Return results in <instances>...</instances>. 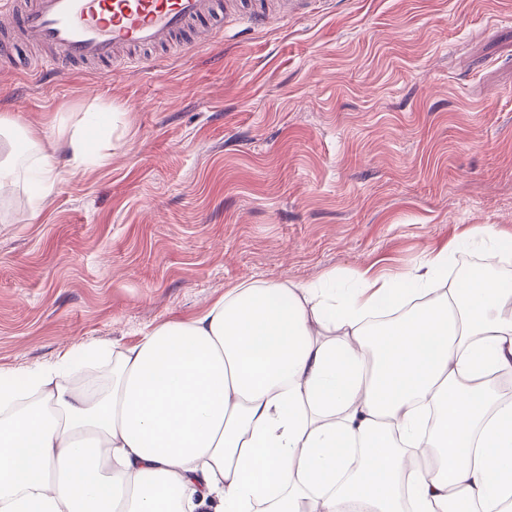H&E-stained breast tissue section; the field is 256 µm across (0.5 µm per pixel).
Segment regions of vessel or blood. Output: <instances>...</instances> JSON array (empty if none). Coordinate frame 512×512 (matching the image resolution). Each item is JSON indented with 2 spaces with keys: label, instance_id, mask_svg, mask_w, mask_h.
<instances>
[{
  "label": "vessel or blood",
  "instance_id": "b4317fda",
  "mask_svg": "<svg viewBox=\"0 0 512 512\" xmlns=\"http://www.w3.org/2000/svg\"><path fill=\"white\" fill-rule=\"evenodd\" d=\"M236 17L255 29L268 21L255 0H241ZM223 24V0H0V68L52 77L87 63L147 67L155 51L195 46ZM16 31L46 56L16 57Z\"/></svg>",
  "mask_w": 512,
  "mask_h": 512
}]
</instances>
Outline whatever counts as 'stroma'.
<instances>
[{
	"label": "stroma",
	"mask_w": 512,
	"mask_h": 512,
	"mask_svg": "<svg viewBox=\"0 0 512 512\" xmlns=\"http://www.w3.org/2000/svg\"><path fill=\"white\" fill-rule=\"evenodd\" d=\"M0 375L84 362L198 315L243 278L351 288L451 240L456 277L512 235V0H332L226 27L153 66L0 73ZM98 138L34 206L38 145Z\"/></svg>",
	"instance_id": "35a3bbf8"
}]
</instances>
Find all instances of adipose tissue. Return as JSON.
Returning a JSON list of instances; mask_svg holds the SVG:
<instances>
[{"label":"adipose tissue","mask_w":512,"mask_h":512,"mask_svg":"<svg viewBox=\"0 0 512 512\" xmlns=\"http://www.w3.org/2000/svg\"><path fill=\"white\" fill-rule=\"evenodd\" d=\"M451 253L350 292L244 279L118 351L105 393L1 378L0 512H512V289L441 285Z\"/></svg>","instance_id":"adipose-tissue-1"}]
</instances>
